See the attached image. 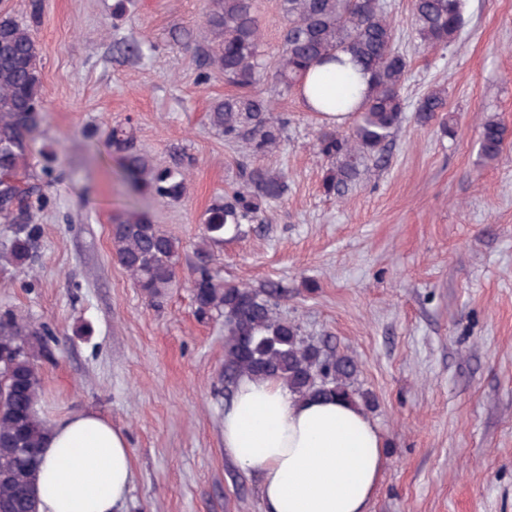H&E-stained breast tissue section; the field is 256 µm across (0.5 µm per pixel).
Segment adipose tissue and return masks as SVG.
<instances>
[{"label":"adipose tissue","instance_id":"obj_1","mask_svg":"<svg viewBox=\"0 0 512 512\" xmlns=\"http://www.w3.org/2000/svg\"><path fill=\"white\" fill-rule=\"evenodd\" d=\"M384 448L361 408L294 398L275 379L243 378L224 414V451L257 475L264 512H367ZM132 478L128 438L110 419L82 410L49 421L39 512H122Z\"/></svg>","mask_w":512,"mask_h":512}]
</instances>
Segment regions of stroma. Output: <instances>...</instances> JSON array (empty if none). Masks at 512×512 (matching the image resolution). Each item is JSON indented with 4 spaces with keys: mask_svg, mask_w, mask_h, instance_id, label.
<instances>
[{
    "mask_svg": "<svg viewBox=\"0 0 512 512\" xmlns=\"http://www.w3.org/2000/svg\"><path fill=\"white\" fill-rule=\"evenodd\" d=\"M114 2L42 0L45 112L29 173L47 203L31 271L0 272V313L54 332L43 419L89 409L128 433L124 512H263L254 474L224 453V320L197 316L190 284L200 218L239 182L238 148L207 120L234 88L200 64L206 0H134L119 21ZM385 2L409 71L384 159L346 199L326 196L321 118L274 97L288 127L263 164L288 191L213 246L211 265L227 282L279 284L282 317L357 361L386 443L368 512H512V136L497 161L477 155L486 115L512 129V0H466L445 50L421 45L411 0ZM133 42L140 55L120 51ZM432 88L448 93L453 134L416 121ZM116 125L156 164L177 147L195 159L182 199L140 200L183 245L159 307L112 255L110 217L127 197L105 144Z\"/></svg>",
    "mask_w": 512,
    "mask_h": 512,
    "instance_id": "obj_1",
    "label": "stroma"
}]
</instances>
